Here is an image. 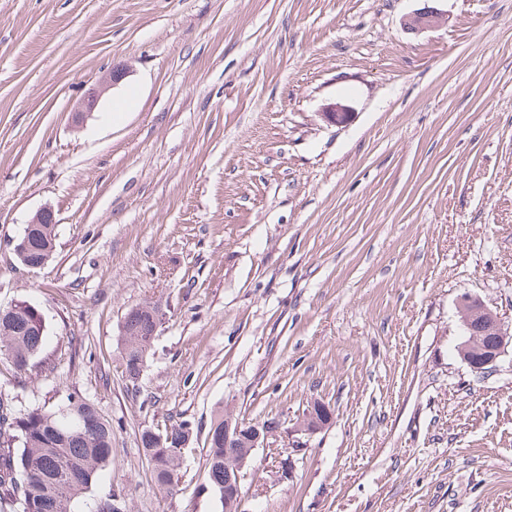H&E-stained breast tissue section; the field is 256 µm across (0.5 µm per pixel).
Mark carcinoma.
Instances as JSON below:
<instances>
[{
  "instance_id": "cac0c4a2",
  "label": "carcinoma",
  "mask_w": 512,
  "mask_h": 512,
  "mask_svg": "<svg viewBox=\"0 0 512 512\" xmlns=\"http://www.w3.org/2000/svg\"><path fill=\"white\" fill-rule=\"evenodd\" d=\"M56 250V225L34 224L20 251L21 263L49 262ZM158 307L128 311L123 378L135 384L152 349L160 322ZM47 329L40 310L26 300L0 308V360L28 370L44 350ZM193 428L188 421L160 431L146 427L139 435L156 485L171 493L181 480L185 441ZM207 483L224 499V412L217 413L205 438ZM112 470V424L98 406L72 392L52 406L19 408L0 390V512H77L76 504L105 472ZM89 512H124L120 496L110 492L93 501Z\"/></svg>"
}]
</instances>
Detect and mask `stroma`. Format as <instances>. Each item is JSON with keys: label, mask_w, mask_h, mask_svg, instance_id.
Here are the masks:
<instances>
[{"label": "stroma", "mask_w": 512, "mask_h": 512, "mask_svg": "<svg viewBox=\"0 0 512 512\" xmlns=\"http://www.w3.org/2000/svg\"><path fill=\"white\" fill-rule=\"evenodd\" d=\"M427 7L445 22L407 29ZM44 207L57 249L30 269ZM465 294L512 326V0H0V307L48 334L0 389L94 400L126 512H222V408L279 423L245 512H512V346L461 360ZM145 303L131 390L117 335ZM316 399L332 422L297 432ZM183 420L168 495L138 434ZM30 225H32V228L29 234ZM19 238H27V241H22V243L26 241V246L19 252L20 262L22 264H35L24 266L37 269L43 266L41 264L43 262H46L45 265H47L56 250V221L51 209L45 208L38 212L32 220L24 226ZM160 317L158 307L151 305L132 308L124 317L121 334L125 331V336H120L124 362L123 378L133 387L147 362Z\"/></svg>", "instance_id": "obj_1"}]
</instances>
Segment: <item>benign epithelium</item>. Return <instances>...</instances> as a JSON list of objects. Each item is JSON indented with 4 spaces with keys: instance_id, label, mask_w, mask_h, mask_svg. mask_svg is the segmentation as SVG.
<instances>
[{
    "instance_id": "1",
    "label": "benign epithelium",
    "mask_w": 512,
    "mask_h": 512,
    "mask_svg": "<svg viewBox=\"0 0 512 512\" xmlns=\"http://www.w3.org/2000/svg\"><path fill=\"white\" fill-rule=\"evenodd\" d=\"M476 303L479 305L478 314L489 318L488 324L495 326L498 330L497 339L488 347L484 346L483 322L468 323L466 327L471 336L458 346L460 358L473 370L485 372L493 368L505 352L509 337L512 336V329L504 324V321L491 310L487 305L475 298L464 295L460 298L459 305ZM330 421V410L321 401H313L306 416L299 424V429L312 434ZM269 431H260L257 428L249 432L241 433V420L231 416L224 417V442L227 446L235 448V451L226 458L224 472L227 475V483L232 485L242 484L244 468L253 457L256 448L262 446L267 440Z\"/></svg>"
}]
</instances>
